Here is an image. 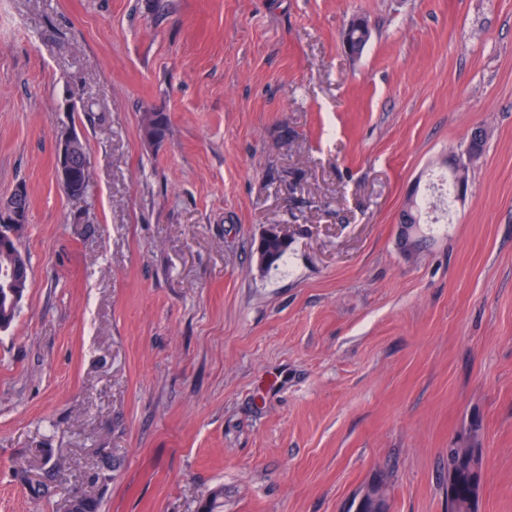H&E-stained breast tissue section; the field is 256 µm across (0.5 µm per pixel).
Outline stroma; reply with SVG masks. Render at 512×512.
<instances>
[{
    "instance_id": "1",
    "label": "stroma",
    "mask_w": 512,
    "mask_h": 512,
    "mask_svg": "<svg viewBox=\"0 0 512 512\" xmlns=\"http://www.w3.org/2000/svg\"><path fill=\"white\" fill-rule=\"evenodd\" d=\"M476 127L453 223L409 247L407 199ZM69 131L87 197L56 177ZM20 185L0 512H355L377 481L447 512L473 443L479 512H512V0H0ZM142 127L146 140L152 143H160L167 135L168 120L163 113L148 112L144 114ZM84 163L89 164L88 152H87L86 146L84 144L80 143L76 147V149L73 151V164L80 172V177H79L78 181L76 182V187L71 188L70 186H68L65 183L62 185L64 191L71 196H74L76 192L80 193V195H83L84 197L89 195V192H90L89 180L86 181L82 175V168H83ZM69 191H73V193L70 194Z\"/></svg>"
}]
</instances>
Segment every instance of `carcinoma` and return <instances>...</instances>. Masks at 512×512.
I'll return each mask as SVG.
<instances>
[{"mask_svg":"<svg viewBox=\"0 0 512 512\" xmlns=\"http://www.w3.org/2000/svg\"><path fill=\"white\" fill-rule=\"evenodd\" d=\"M143 134L152 143L162 142L168 131V120L161 112L144 114ZM7 206L20 210L17 226H9V235L0 237V277L9 287H0V330L7 329L19 314L20 303L29 285L31 261L19 246L20 235L28 224V195L7 199ZM453 468L448 471V512H478L484 456L481 448H454ZM358 512H384L382 495L374 491L359 504Z\"/></svg>","mask_w":512,"mask_h":512,"instance_id":"obj_1","label":"carcinoma"}]
</instances>
